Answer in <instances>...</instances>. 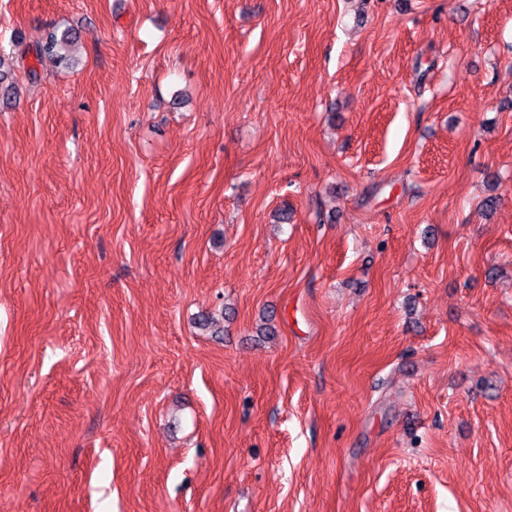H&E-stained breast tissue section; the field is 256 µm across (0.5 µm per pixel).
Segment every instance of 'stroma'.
<instances>
[{
  "instance_id": "obj_1",
  "label": "stroma",
  "mask_w": 512,
  "mask_h": 512,
  "mask_svg": "<svg viewBox=\"0 0 512 512\" xmlns=\"http://www.w3.org/2000/svg\"><path fill=\"white\" fill-rule=\"evenodd\" d=\"M0 56V512H512V0H0ZM68 43L67 33L58 35L57 28L51 27L46 31L42 40L37 43L34 49V57L38 62H42L45 58L57 59L63 61L65 46Z\"/></svg>"
}]
</instances>
